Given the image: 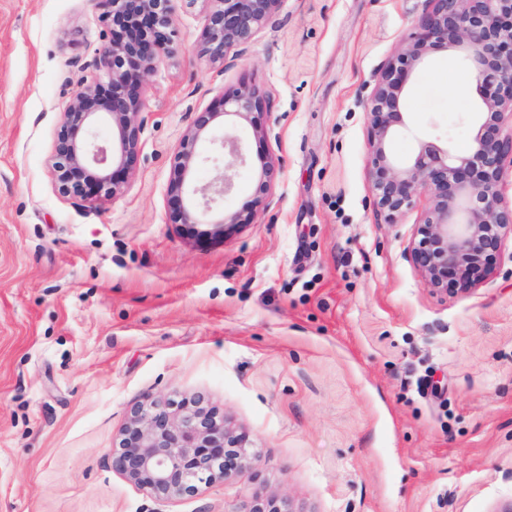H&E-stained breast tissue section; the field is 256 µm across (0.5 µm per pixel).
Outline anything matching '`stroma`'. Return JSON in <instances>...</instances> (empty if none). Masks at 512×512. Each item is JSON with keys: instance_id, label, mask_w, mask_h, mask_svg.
I'll list each match as a JSON object with an SVG mask.
<instances>
[{"instance_id": "stroma-1", "label": "stroma", "mask_w": 512, "mask_h": 512, "mask_svg": "<svg viewBox=\"0 0 512 512\" xmlns=\"http://www.w3.org/2000/svg\"><path fill=\"white\" fill-rule=\"evenodd\" d=\"M426 0H284L214 67L179 0L177 52L146 78L141 157L113 198L58 194L49 170L72 91L112 37L96 0H0V512H232L254 493L296 512H502L512 504V238L494 273L437 295L407 246L427 206L387 223L369 189L366 97ZM468 65L432 55L408 83L411 134L468 149ZM242 85L256 123L211 238L171 220L174 154L197 111ZM212 138L193 182L210 181ZM282 175L252 210L260 160ZM202 394L260 452L253 468L160 503L112 468L135 404Z\"/></svg>"}]
</instances>
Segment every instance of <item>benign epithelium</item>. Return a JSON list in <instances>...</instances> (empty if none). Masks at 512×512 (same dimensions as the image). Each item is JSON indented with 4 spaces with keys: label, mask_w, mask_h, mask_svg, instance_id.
I'll return each mask as SVG.
<instances>
[{
    "label": "benign epithelium",
    "mask_w": 512,
    "mask_h": 512,
    "mask_svg": "<svg viewBox=\"0 0 512 512\" xmlns=\"http://www.w3.org/2000/svg\"><path fill=\"white\" fill-rule=\"evenodd\" d=\"M112 40L97 53V77L71 96L57 130L50 173L64 197L94 202L121 192L115 173L133 172L140 161L145 78L159 59L176 52L171 17L177 0H101ZM204 26L196 44L200 59L225 65L250 45L284 0H202ZM427 8L398 50L379 69L367 97L369 180L374 207L393 224L417 199L429 205L408 246V255L437 294L468 293L489 276L487 259L512 236V202L503 194L512 169V0H426ZM437 51L463 54L476 77L481 102L471 147L450 151L438 140H418L407 159L391 141L408 128L402 96L409 78ZM265 96L240 86L218 104L196 113L173 158L168 186L175 223L191 225L211 213L203 233L224 237L239 216L221 212L234 183L231 171L247 163L241 140L213 141L224 165L212 181L192 185L200 162L197 142L225 117L254 123ZM102 124L112 136L99 135ZM281 173L271 157L261 161L254 206L266 203ZM257 460L228 418L205 397L155 398L134 405L116 445L112 467L129 483L163 503L197 494L201 486L231 481ZM232 512H295L290 499L257 493Z\"/></svg>",
    "instance_id": "7a95c632"
}]
</instances>
